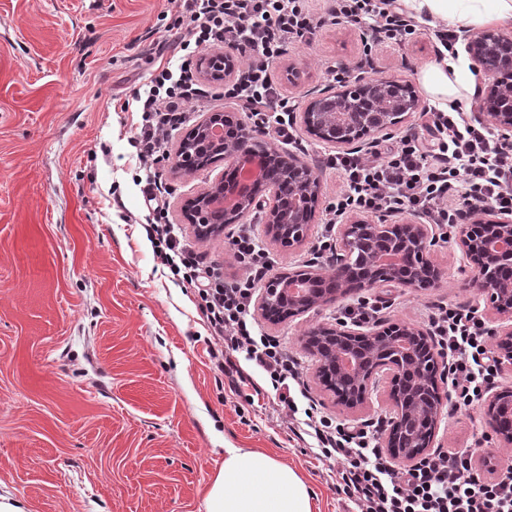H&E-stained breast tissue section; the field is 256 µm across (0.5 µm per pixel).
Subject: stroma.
<instances>
[{"label":"stroma","mask_w":512,"mask_h":512,"mask_svg":"<svg viewBox=\"0 0 512 512\" xmlns=\"http://www.w3.org/2000/svg\"><path fill=\"white\" fill-rule=\"evenodd\" d=\"M319 27L272 66L280 91L304 108L332 78L395 75L416 82L436 59L428 28L408 41L365 53L361 28L334 19V0H306ZM168 0H0V494L24 512H205L204 497L228 448H258L300 471L315 512H346L336 464L320 461L286 425L254 410L213 370L207 331L186 288L154 257L143 222L129 143L138 116L123 111L162 57L173 23ZM287 147L320 176L309 238L268 245L280 275L309 262L326 267L319 232L342 188L322 160L334 146L294 116ZM218 162L176 175L156 173L168 190V218L184 221L187 200L221 178ZM431 259L441 270L429 288H365L257 331L279 337L297 361L309 396L336 421L389 420L387 384L363 405L337 404L301 342L315 324L379 299L376 324L428 328L445 304L478 309L498 325L455 229L434 227ZM435 448H475L481 475L512 462V445L485 425L483 405L442 414Z\"/></svg>","instance_id":"35a3bbf8"}]
</instances>
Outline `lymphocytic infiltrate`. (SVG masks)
Listing matches in <instances>:
<instances>
[{
  "instance_id": "f902f5d3",
  "label": "lymphocytic infiltrate",
  "mask_w": 512,
  "mask_h": 512,
  "mask_svg": "<svg viewBox=\"0 0 512 512\" xmlns=\"http://www.w3.org/2000/svg\"><path fill=\"white\" fill-rule=\"evenodd\" d=\"M176 13L172 53H197L224 45L247 49L242 75L225 90L257 123L276 124L279 135L291 126V103L271 80L269 69L289 41L314 35L317 25L304 0H170ZM347 22L367 26L379 42L398 44L415 34V24L397 0H336ZM200 91L190 68L166 61L135 96L140 116L130 140L149 220L144 230L155 257L193 288L195 306L209 332L213 367L232 378L234 392L249 387L255 396L275 391L274 406L298 437L311 441L316 459L334 460L336 487L358 512H512V465L493 478L473 467L474 449L459 448L400 466L376 444L368 429L336 422L316 405L299 408L301 374L277 337L256 334L252 326L257 285L269 269L265 251L249 225H240L230 244L243 276L229 281L205 266L178 225L167 223L160 182L152 178L171 131L184 118L183 107ZM427 137H402L374 159L355 152L329 156L343 190L330 202L322 226L321 249H330L335 228L350 213H422L438 225L454 224L462 209L491 208L512 214V148L489 126L470 119L460 107L431 109ZM441 352L449 362L446 382L454 409L474 406L498 375L487 347L488 330L475 309L438 307L430 316ZM263 383H255V374Z\"/></svg>"
}]
</instances>
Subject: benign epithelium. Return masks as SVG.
<instances>
[{"mask_svg":"<svg viewBox=\"0 0 512 512\" xmlns=\"http://www.w3.org/2000/svg\"><path fill=\"white\" fill-rule=\"evenodd\" d=\"M466 48L472 58L490 74L480 111L475 119L492 125L501 131V137L512 146V83L504 76L512 73V35L495 29H485L476 34L465 36ZM200 68L205 75L222 76L232 79L235 75L234 58L229 54H218L200 60ZM410 85L389 76H366L359 74L353 84L334 93L314 98L304 108V122L309 131L322 127L329 131L323 141L338 148L347 147L365 136L379 134L402 123L406 116L419 108V99H408L405 92ZM357 112L367 114L373 123L365 131L355 132L351 119ZM224 127V113L210 112L189 132L197 137L195 147L183 142L176 152L173 169L181 173H191L205 165L220 160L228 168L238 166L241 156L254 153L259 144L260 131L238 121L232 135H224L220 141L212 137V131ZM267 156L275 157L284 164L285 174L273 181L257 184L240 195L238 203L226 210V223L236 224L253 209L265 210V235L275 244H301L309 236L310 225L298 223L292 214L299 201L318 200L321 189L319 175L315 170L292 153H281L267 148ZM236 189L234 179L221 177L209 189L193 200V208L187 210L189 220L198 225V232L209 234L214 231L210 224L213 215L212 205L225 193ZM490 216L487 224L493 227L484 246V251L474 249L469 239V227H458L456 243L469 264L476 271L473 286L487 294L492 309L498 316L499 326L493 329L495 338L494 357L500 368H512V277L498 278L493 281L484 275L488 261L512 269V218L486 212ZM354 224H343L339 229V253L335 254L331 269L323 272L312 266L294 269L277 276L266 283L258 300L262 314L272 320L283 300H288L291 315H301L322 305L335 302L356 288H374L381 283L397 282L405 287H416L415 280L430 273L432 283L440 279V271L427 258V252L434 242L432 229L428 224L415 220H400L385 224H375L376 235L384 238L388 231L398 230L405 239V245L416 255V260L406 263L409 274L400 273V267L388 265L375 266L366 280L352 282L349 259L352 251L351 232ZM332 280L336 287L322 297L295 296L288 292V285L294 281ZM389 329L377 328L371 331H359L343 322L334 326L317 325L307 329L303 336L306 347L317 354L318 343L323 340H337L341 345L333 348L327 361L318 359L319 367L327 365L341 367L346 359L351 365V376L356 379L354 393L338 403L353 409L366 399L369 387L384 380L388 384L397 383L402 375H412L411 391L430 383H438L444 362L435 351L432 335L416 326L398 327L397 337L387 341ZM438 401L424 411L415 413L403 407V397L390 393L393 405V417L384 433L385 447L396 453V457L416 462L425 457L433 447L435 429L441 417L446 394L437 392ZM485 415L488 428L506 441H512V431L503 422L512 425V389L494 390L485 399Z\"/></svg>","mask_w":512,"mask_h":512,"instance_id":"obj_1","label":"benign epithelium"}]
</instances>
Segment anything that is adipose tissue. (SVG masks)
Wrapping results in <instances>:
<instances>
[{
  "mask_svg": "<svg viewBox=\"0 0 512 512\" xmlns=\"http://www.w3.org/2000/svg\"><path fill=\"white\" fill-rule=\"evenodd\" d=\"M407 14L430 27L471 30L512 25V0H401ZM419 81L441 111L468 99L475 78L451 53L419 70ZM205 512H313L307 482L284 461L252 448H228L205 497Z\"/></svg>",
  "mask_w": 512,
  "mask_h": 512,
  "instance_id": "adipose-tissue-1",
  "label": "adipose tissue"
}]
</instances>
